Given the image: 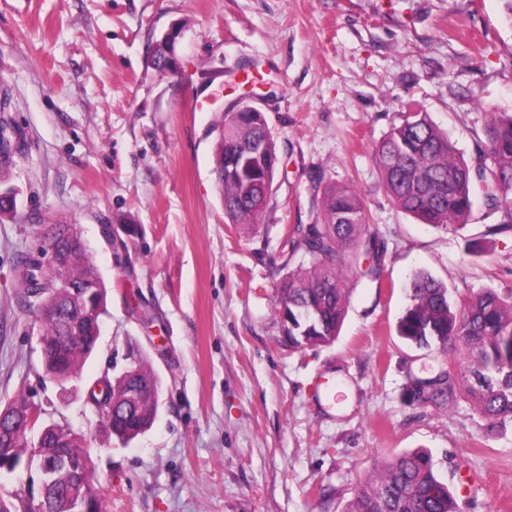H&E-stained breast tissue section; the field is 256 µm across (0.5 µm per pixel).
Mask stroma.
Returning <instances> with one entry per match:
<instances>
[{"mask_svg": "<svg viewBox=\"0 0 512 512\" xmlns=\"http://www.w3.org/2000/svg\"><path fill=\"white\" fill-rule=\"evenodd\" d=\"M177 31L173 72L153 63ZM277 144L254 230L228 223L214 123L244 93ZM0 103L24 149L0 218V405L41 407L91 445L105 512H343L378 461L421 449L462 512H512V423L484 438L468 397L410 402L437 352L397 334L414 273L455 300L512 289V231L476 212L435 228L388 196L372 149L429 113L465 158L512 112L504 0H0ZM353 187L387 253L333 344H280L276 287L291 224L316 218L311 175ZM74 224L107 286L94 355L68 393L42 372L20 298L40 225ZM139 352L162 382L150 430L107 436L86 403Z\"/></svg>", "mask_w": 512, "mask_h": 512, "instance_id": "stroma-1", "label": "stroma"}]
</instances>
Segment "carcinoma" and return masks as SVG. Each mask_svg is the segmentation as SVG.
<instances>
[{
  "label": "carcinoma",
  "mask_w": 512,
  "mask_h": 512,
  "mask_svg": "<svg viewBox=\"0 0 512 512\" xmlns=\"http://www.w3.org/2000/svg\"><path fill=\"white\" fill-rule=\"evenodd\" d=\"M484 139L475 155L461 157L448 133L426 112H405L376 144L373 161L395 205L424 224L448 227L469 223L476 210L498 213L501 227L512 229V113L490 107ZM224 129L215 143L214 169L229 164L242 145L263 141L267 161L254 165L244 158L237 176L217 182L224 214L247 230L259 223L264 208L253 209L242 197L244 183L274 182L276 142L266 121L239 120L224 113L214 130ZM46 233L57 238L70 264L73 289H54L56 273L26 255L21 258L23 300L52 299L60 314L40 326L54 341L46 350L43 371L51 379L66 372L79 376L92 353L105 308L81 320L78 299L89 289L105 287L92 254L69 224H52ZM287 273L277 286L276 315L281 344L288 350L330 345L343 322L353 289L348 280L378 283L385 269L386 247L371 231L364 204L349 186H329L317 201L311 224H296L286 234ZM410 303L398 323L399 336L419 348L436 350L446 363L432 376L412 374L406 396L412 402L452 405L463 391L470 398L485 436L512 422V290L506 294L483 288L458 303L448 287L419 272L410 283ZM85 343H65L75 333ZM112 392V434L128 443L147 431L158 409L161 381L138 356L121 376L109 380ZM52 441L90 453L70 425L60 427ZM343 512H460L448 487L438 480L431 456L403 452L366 474Z\"/></svg>",
  "instance_id": "cac0c4a2"
}]
</instances>
